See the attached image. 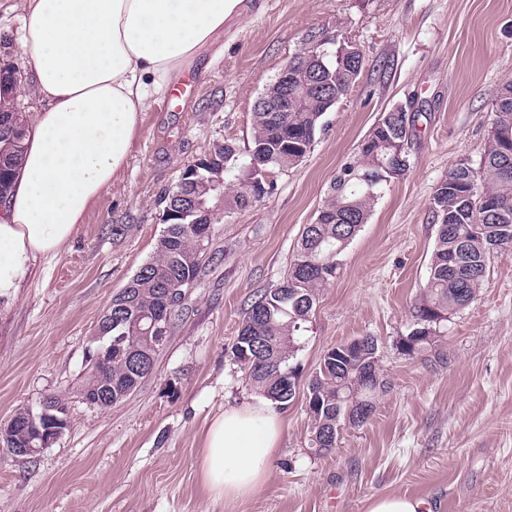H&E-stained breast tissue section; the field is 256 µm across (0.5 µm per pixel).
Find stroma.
<instances>
[{
    "label": "stroma",
    "instance_id": "1",
    "mask_svg": "<svg viewBox=\"0 0 512 512\" xmlns=\"http://www.w3.org/2000/svg\"><path fill=\"white\" fill-rule=\"evenodd\" d=\"M12 3L0 0V58L21 69L17 104L28 113L32 73ZM263 3L223 48L150 100L112 187L0 307V424L48 394L67 395L70 411L69 428L37 457L0 447V512H365L369 497L385 494L424 499L431 512H512V256L492 260L476 299L436 345L410 357L396 347L415 327L427 280L435 188L453 165L479 162L498 89L512 79V0ZM322 31L360 47L355 85L305 160L272 173L271 195L217 212L211 260L153 371L109 409L83 404L74 392L86 339L154 256L164 230L158 195L213 144L248 148L260 93ZM399 105L422 109L411 166L386 187L320 293L268 478L248 499H214L197 473L205 427L225 407L259 398L232 355L251 300L281 281L333 175ZM360 336L378 340L385 390L367 423L343 426L335 448L314 452L308 384L327 350Z\"/></svg>",
    "mask_w": 512,
    "mask_h": 512
}]
</instances>
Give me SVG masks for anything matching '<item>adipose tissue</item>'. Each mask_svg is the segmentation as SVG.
Returning a JSON list of instances; mask_svg holds the SVG:
<instances>
[{
	"label": "adipose tissue",
	"mask_w": 512,
	"mask_h": 512,
	"mask_svg": "<svg viewBox=\"0 0 512 512\" xmlns=\"http://www.w3.org/2000/svg\"><path fill=\"white\" fill-rule=\"evenodd\" d=\"M21 44L34 74V114L21 171L0 206V304L13 303L40 258L74 237L126 162L148 101L183 66L245 20L253 0H20ZM283 434L262 401L207 425L198 477L213 498L253 496Z\"/></svg>",
	"instance_id": "obj_1"
}]
</instances>
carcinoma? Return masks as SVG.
Wrapping results in <instances>:
<instances>
[{
	"instance_id": "cac0c4a2",
	"label": "carcinoma",
	"mask_w": 512,
	"mask_h": 512,
	"mask_svg": "<svg viewBox=\"0 0 512 512\" xmlns=\"http://www.w3.org/2000/svg\"><path fill=\"white\" fill-rule=\"evenodd\" d=\"M340 44L329 46L324 57L328 73L336 79V98L355 84L346 77L351 62L340 61ZM335 103L315 97L301 101L293 112H264L254 107V134L246 153L226 143L217 153L208 177L176 186L160 195L161 208L192 197L194 213L188 217L202 225L213 222L218 195L236 188L224 208L245 209L256 199L245 184L257 179V169L286 171L299 165L322 130L324 115ZM494 117L487 145L478 166L459 162L437 185L432 210L436 218V243L427 281L415 305L416 327L399 340L401 354L412 356L424 349L427 336H441L444 323L468 307L477 297L488 264L498 256L512 255V175L500 168L512 160V80L505 81L493 105ZM16 123L13 133L0 129V205L6 203L9 181L22 154L27 120L15 102L0 101V125ZM416 133V123L405 127L394 112H385L360 142L357 151L339 168L320 207L327 220L304 227L297 254L286 277L251 302L239 330L233 352L251 386L275 407L293 401L288 396V372L300 339L307 331L310 313L322 288L334 277L338 258L356 237L383 190L410 168V156L401 142ZM209 241H200L190 223H165L156 255L112 297V327L108 335L115 345L108 364L88 362L78 395L112 388V401L125 398L153 367L159 345L149 338L150 320L164 304L165 290L177 289L171 298L173 313L193 287L203 268ZM343 345L323 357L318 375L308 386L309 409L314 421L313 448L336 447L337 424L352 418L360 427L373 413L385 382L378 359L343 356ZM30 433L16 428L3 441L8 452L27 447Z\"/></svg>"
}]
</instances>
